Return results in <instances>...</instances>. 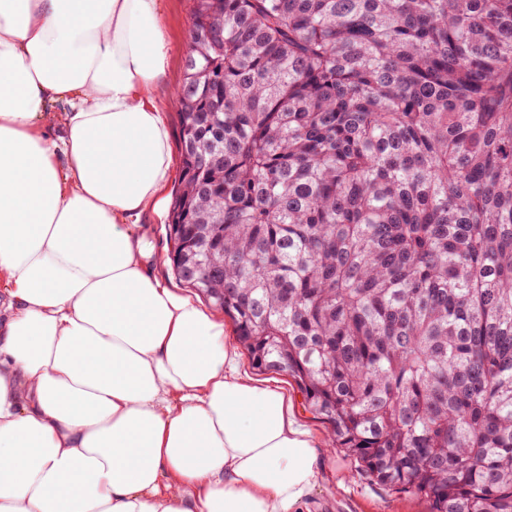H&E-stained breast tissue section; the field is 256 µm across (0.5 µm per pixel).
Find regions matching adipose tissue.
I'll return each instance as SVG.
<instances>
[{
    "label": "adipose tissue",
    "instance_id": "obj_1",
    "mask_svg": "<svg viewBox=\"0 0 512 512\" xmlns=\"http://www.w3.org/2000/svg\"><path fill=\"white\" fill-rule=\"evenodd\" d=\"M169 52L160 0H0V512L313 510L284 396L149 271Z\"/></svg>",
    "mask_w": 512,
    "mask_h": 512
}]
</instances>
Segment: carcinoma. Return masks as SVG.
Segmentation results:
<instances>
[{"label":"carcinoma","mask_w":512,"mask_h":512,"mask_svg":"<svg viewBox=\"0 0 512 512\" xmlns=\"http://www.w3.org/2000/svg\"><path fill=\"white\" fill-rule=\"evenodd\" d=\"M179 282L363 474L512 512V0H194Z\"/></svg>","instance_id":"1"}]
</instances>
